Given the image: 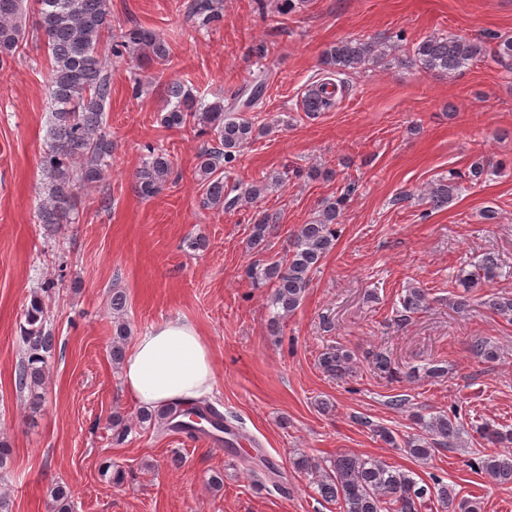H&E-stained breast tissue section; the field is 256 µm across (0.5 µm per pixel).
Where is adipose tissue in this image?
Returning <instances> with one entry per match:
<instances>
[{
  "label": "adipose tissue",
  "mask_w": 512,
  "mask_h": 512,
  "mask_svg": "<svg viewBox=\"0 0 512 512\" xmlns=\"http://www.w3.org/2000/svg\"><path fill=\"white\" fill-rule=\"evenodd\" d=\"M122 381L126 392L147 407L192 403L215 389L211 350L193 323L168 320L138 336L124 360Z\"/></svg>",
  "instance_id": "adipose-tissue-1"
}]
</instances>
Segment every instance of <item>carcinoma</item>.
Wrapping results in <instances>:
<instances>
[{
  "instance_id": "carcinoma-1",
  "label": "carcinoma",
  "mask_w": 512,
  "mask_h": 512,
  "mask_svg": "<svg viewBox=\"0 0 512 512\" xmlns=\"http://www.w3.org/2000/svg\"><path fill=\"white\" fill-rule=\"evenodd\" d=\"M35 26L44 38L50 60L49 88L54 109L51 112L45 147L40 158L46 198L41 203L37 218L41 224H67L78 211V199L83 190L96 187L103 180L112 156V140L103 126L104 106L111 96V84L103 73L101 51L112 54L120 49L138 52L146 67L167 64L171 48L159 35L139 26L121 33V40L110 41L111 15L108 0H37ZM193 16L200 26L209 27L223 20L222 0H193ZM23 0H0V69L4 58L14 56L21 46L25 32L20 20ZM397 45L373 40H344L330 46L324 53V64L338 74L353 75L368 65H377L387 59L399 63L407 60L427 72L453 77L462 68L485 55L486 47L480 41L454 35L429 37L418 43L412 56L404 59L396 54ZM265 80L259 79L250 92L239 89L234 97L247 95L242 107L256 109L262 103ZM337 84L325 78L307 90L302 100L307 112H327L336 108ZM167 102L171 109L162 118L164 127L181 129L202 125L214 136L212 145L197 155V173L204 188L202 205L209 209H230L258 199L266 185L243 186L224 183V172L231 169L241 148L253 139V124L240 113L227 112L224 102L205 104L179 83L167 87ZM147 159L135 174V188L139 195H156L170 180L173 167L167 155L150 146ZM499 168L476 161L467 172L449 171L430 183L426 200L434 209L448 206L461 188V179L478 182ZM356 192V184L345 186L344 192L325 201L320 218L303 224L294 236L288 257L281 262L256 265L248 275L257 284H270L271 303L278 309L274 319L294 313L303 301L311 275L335 248L339 238L337 219L347 200ZM496 259L485 255L473 269H459L456 283L469 292L485 281L500 276ZM428 296L423 288L406 289L400 296L398 317L407 321L427 307ZM494 313L512 321V295L493 294L483 300ZM27 327L20 339L25 358L15 377L19 390L30 392L31 403L37 405L42 396L48 357L55 348L52 329L46 327V311L40 296L31 298L25 313ZM126 325L116 324L112 339V359H123V341ZM472 354L486 362L499 359L500 349L486 337H476L471 344ZM321 367L330 375L343 379L352 371L350 354L334 349L322 354ZM209 420L218 431L231 434L236 427L224 421V415L204 401L190 406L174 403L152 412L144 411L140 418L156 420L158 425L193 435L185 424L190 416ZM424 434L404 441L409 454L426 461L435 447L462 446L460 423L456 416L440 412L429 418L419 417ZM476 432L492 444L512 442V432H502L489 422L476 426ZM477 470L497 485H512V449L487 454L475 462ZM316 492L326 500L341 505L342 512H419L422 502L433 496L461 512H481L476 501L456 502L455 490L440 479L433 484H419L409 473L388 465L377 457L363 458L341 453L322 470ZM51 496L56 512H73L72 495L66 487L56 486Z\"/></svg>"
}]
</instances>
